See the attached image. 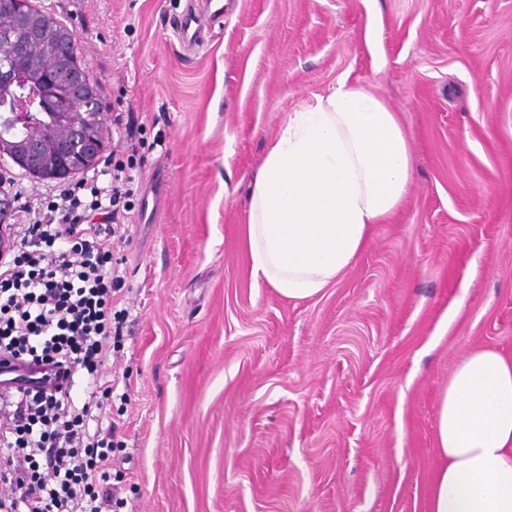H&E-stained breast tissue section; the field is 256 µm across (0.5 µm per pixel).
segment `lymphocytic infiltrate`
I'll list each match as a JSON object with an SVG mask.
<instances>
[{"label": "lymphocytic infiltrate", "instance_id": "f902f5d3", "mask_svg": "<svg viewBox=\"0 0 512 512\" xmlns=\"http://www.w3.org/2000/svg\"><path fill=\"white\" fill-rule=\"evenodd\" d=\"M107 186L85 177L47 202L20 210L18 248L0 260V352L58 359L87 372L82 399L69 394L0 392V512H112V381L104 371L120 278L112 267L110 224L87 211L118 214L130 196L122 164Z\"/></svg>", "mask_w": 512, "mask_h": 512}]
</instances>
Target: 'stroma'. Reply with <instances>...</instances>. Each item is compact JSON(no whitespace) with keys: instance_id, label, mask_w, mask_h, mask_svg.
<instances>
[{"instance_id":"35a3bbf8","label":"stroma","mask_w":512,"mask_h":512,"mask_svg":"<svg viewBox=\"0 0 512 512\" xmlns=\"http://www.w3.org/2000/svg\"><path fill=\"white\" fill-rule=\"evenodd\" d=\"M32 3L122 118L96 170L119 135L137 148L113 253L117 512H428L449 377L474 350L512 356V0ZM342 81L397 113L414 182L336 282L291 300L250 273L253 181ZM62 186L0 159L16 207Z\"/></svg>"}]
</instances>
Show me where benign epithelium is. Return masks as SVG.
<instances>
[{
  "label": "benign epithelium",
  "instance_id": "benign-epithelium-1",
  "mask_svg": "<svg viewBox=\"0 0 512 512\" xmlns=\"http://www.w3.org/2000/svg\"><path fill=\"white\" fill-rule=\"evenodd\" d=\"M13 25H24L32 29L28 39L14 37V31L0 30V97L12 102V110L0 114V126L20 130L24 138L18 144L5 139L0 148L15 164L40 179H52L70 173L79 160L94 161L102 149V140L107 132V120L102 105L88 82L78 61V39L73 32L62 36L52 31L46 22L34 24L25 17L16 15ZM43 36L51 43V51L45 58L32 55L34 36ZM51 74L50 83L62 82L67 98L80 97L88 109L96 112L97 122L88 124L75 117L67 107L51 115L61 128L62 135L54 142L58 166L56 171H47L41 164L44 135L41 100L44 92L34 88L29 81L31 72Z\"/></svg>",
  "mask_w": 512,
  "mask_h": 512
}]
</instances>
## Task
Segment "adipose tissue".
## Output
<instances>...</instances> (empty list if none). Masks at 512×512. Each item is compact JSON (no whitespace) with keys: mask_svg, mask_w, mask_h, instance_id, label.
<instances>
[{"mask_svg":"<svg viewBox=\"0 0 512 512\" xmlns=\"http://www.w3.org/2000/svg\"><path fill=\"white\" fill-rule=\"evenodd\" d=\"M413 156L396 112L338 83L291 116L256 176L244 228L255 281L305 300L356 260L405 202ZM429 512H512V357L472 352L439 402Z\"/></svg>","mask_w":512,"mask_h":512,"instance_id":"1","label":"adipose tissue"}]
</instances>
